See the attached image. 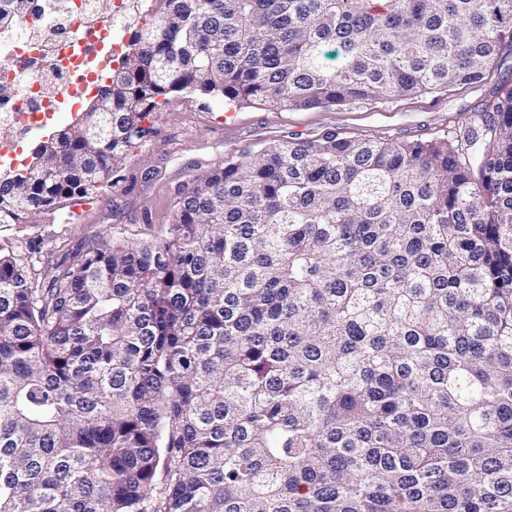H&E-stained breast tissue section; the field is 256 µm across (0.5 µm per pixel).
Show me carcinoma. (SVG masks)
<instances>
[{
  "label": "carcinoma",
  "instance_id": "1",
  "mask_svg": "<svg viewBox=\"0 0 512 512\" xmlns=\"http://www.w3.org/2000/svg\"><path fill=\"white\" fill-rule=\"evenodd\" d=\"M125 30L87 111L0 174V224L111 184L172 93L479 83L512 0H150ZM35 260L0 248V512H512L511 83L445 139H282L157 240L46 283Z\"/></svg>",
  "mask_w": 512,
  "mask_h": 512
}]
</instances>
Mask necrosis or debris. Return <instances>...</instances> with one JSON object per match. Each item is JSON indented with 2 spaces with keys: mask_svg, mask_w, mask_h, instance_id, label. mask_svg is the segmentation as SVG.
I'll return each instance as SVG.
<instances>
[{
  "mask_svg": "<svg viewBox=\"0 0 512 512\" xmlns=\"http://www.w3.org/2000/svg\"><path fill=\"white\" fill-rule=\"evenodd\" d=\"M140 0H113L108 17L97 16L93 0H36L19 23L21 36L0 54V157L16 159L20 144L36 125L62 109L61 94L76 71L87 69L85 36L118 27Z\"/></svg>",
  "mask_w": 512,
  "mask_h": 512,
  "instance_id": "necrosis-or-debris-1",
  "label": "necrosis or debris"
}]
</instances>
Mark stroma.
<instances>
[{
    "instance_id": "35a3bbf8",
    "label": "stroma",
    "mask_w": 512,
    "mask_h": 512,
    "mask_svg": "<svg viewBox=\"0 0 512 512\" xmlns=\"http://www.w3.org/2000/svg\"><path fill=\"white\" fill-rule=\"evenodd\" d=\"M504 82L512 83V52L498 57L487 80L450 91L308 110L274 103L243 105L234 107L229 121L221 102L176 94L111 187L91 197L90 208L71 199L34 222L0 224V247L23 252L38 245L41 274L48 277L103 237L157 239L172 224L182 193L246 153L285 138L312 139L326 131L345 137L435 140L480 112Z\"/></svg>"
}]
</instances>
